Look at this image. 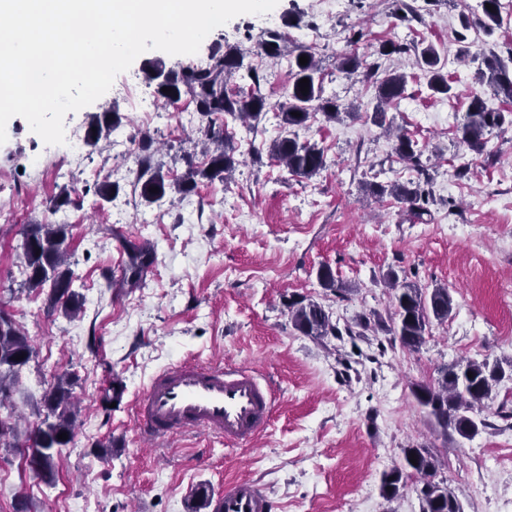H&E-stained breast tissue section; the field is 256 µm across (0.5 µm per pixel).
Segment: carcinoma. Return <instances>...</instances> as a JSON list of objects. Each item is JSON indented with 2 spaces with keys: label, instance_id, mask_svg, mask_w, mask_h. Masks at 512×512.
I'll list each match as a JSON object with an SVG mask.
<instances>
[{
  "label": "carcinoma",
  "instance_id": "obj_1",
  "mask_svg": "<svg viewBox=\"0 0 512 512\" xmlns=\"http://www.w3.org/2000/svg\"><path fill=\"white\" fill-rule=\"evenodd\" d=\"M489 3L493 10L483 8L485 21L482 30L490 35L494 28L501 26L500 0H482ZM416 65L427 80V88L437 98L452 96V86L448 75L440 65V56L433 45L414 49ZM308 57V63L302 65L299 58ZM482 59L486 70L481 76L487 79L494 92H504L512 96V74L496 55L488 56L482 52L474 59ZM365 60L355 52L342 57L340 68L351 76L358 72ZM151 70L165 74V79L157 84V94L166 101H175L187 96L195 104L196 111L202 117L209 118L208 125L201 130L202 155L204 165L192 167L187 175L179 180L170 181L158 167L148 163V157L138 156L137 182L141 183V197L148 203H155L167 196H180L191 193L202 181H226L235 170L238 160L235 158L236 146L224 134V129L210 120L212 116H229L234 120H252L260 122L267 114L263 97L254 95L247 100L233 97L226 85L238 72L243 61L232 47L224 53L214 52L206 65H188L179 70H165L160 61L150 63ZM309 79V92L302 94L299 87L301 79ZM407 75L392 71L384 76L377 87L374 106L375 115L384 114L385 106L398 102L405 91ZM170 92L165 93L162 88ZM300 116H294V113ZM315 112H320L328 122L339 119V105L323 98V86L319 64L314 55L301 49L291 61V83L287 89V101L280 106L276 117L280 118L278 136L272 140L269 153L282 163L289 173L302 177H311L325 167L323 150L302 143L296 130L303 128ZM502 113L492 107L490 99L477 93L471 95L461 127V140L471 150L479 151L485 144V135L500 125ZM120 117L112 109L96 115L90 122L94 130L87 133V143L95 146L102 137H106L117 126ZM394 152L403 160L420 165L421 151L417 142L411 138L395 134ZM156 187L158 192L151 193L149 188ZM370 191L377 195L388 194L407 204L412 209L420 208L425 194L420 186L402 184L373 185ZM69 225L67 224H29L23 232L21 249L24 266L27 271L25 286L31 290L49 289L48 307L72 313L79 309L81 295L73 289V272L69 267ZM127 259L122 269L120 284L127 288H136L144 280L154 263V248L147 242L129 243L125 247ZM386 277L392 284V301L395 303V318L386 331L398 338L402 347L415 351L425 343L432 321L440 323L448 320L453 309V299L446 287H437L426 293L410 283H399L397 273L390 271ZM317 278L322 288L336 294L346 292L349 287L336 280L332 270L321 267ZM289 316L295 330L305 336L323 338L341 334L331 314L319 303L309 300L288 304ZM34 348L28 337L16 327L11 316L5 315L0 308V407L11 400L12 394L20 382L23 369L29 364ZM23 359L18 360L16 356ZM473 377H468V374ZM512 381V362L470 361L466 364L445 365L438 370V377L430 384H416L411 393L417 404L422 407L429 419L441 429L443 434L455 432L463 439H472L480 428L487 427L483 419L475 417L486 407V403L497 396L504 380ZM73 382L62 376L53 388L42 396V408L37 410L38 421L20 440L18 423L11 419L0 418V446L5 448H25L36 461L30 463L34 476L49 481L55 473L62 450L72 443L75 434L77 403L72 396ZM65 432L68 438L61 440L58 434ZM416 462H410V459ZM441 467L439 459L424 446H411L403 449V463L382 474L380 492L384 499L391 502L398 499L409 483H415L421 502V512H463L462 505L454 490L436 480Z\"/></svg>",
  "mask_w": 512,
  "mask_h": 512
}]
</instances>
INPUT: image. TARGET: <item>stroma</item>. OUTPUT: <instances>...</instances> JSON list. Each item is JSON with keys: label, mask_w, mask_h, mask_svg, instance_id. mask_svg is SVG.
Here are the masks:
<instances>
[{"label": "stroma", "mask_w": 512, "mask_h": 512, "mask_svg": "<svg viewBox=\"0 0 512 512\" xmlns=\"http://www.w3.org/2000/svg\"><path fill=\"white\" fill-rule=\"evenodd\" d=\"M481 0H279L269 15L244 14L212 32L197 54H141L115 82L154 92L148 63L166 68L206 63L215 50L236 47L244 67L229 93L260 92L270 108L255 126L228 120L241 161L224 182L198 184L187 197L149 204L140 196L128 158L142 135L153 139L152 164L183 177L201 155L186 157L188 138L206 120L189 98L155 102L144 120L115 91L67 113L66 128L87 132L94 115L113 108L120 124L105 149L85 147L81 162L56 177L57 146L48 145L19 116L0 145V207L16 212L0 223V305L35 347L14 396L18 412L34 419V404L57 377L73 382L78 401L73 442L59 461L54 485L35 479L22 455L0 447V512H189L198 487L216 493L225 481L259 486L273 512H420L414 489L394 502L380 494L385 471L400 465L403 448L424 445L440 459L439 477L458 494L463 512H512V383L481 416L485 430L467 440L442 435L411 395L444 364L512 360V124L487 134L482 151L460 140L472 94L486 93L478 66L464 54L491 49L512 57V13L492 35L479 24ZM286 45L314 53L323 96L345 113L336 122L315 114L300 140L323 149L326 166L297 177L267 151L279 128L274 112L290 82L288 55L271 59L262 43L270 32ZM406 51L378 55L386 41ZM434 45L453 86L449 98L430 97L414 47ZM357 48L380 71L409 81L386 121L418 141L420 165L401 161L373 121L377 77H345L343 55ZM256 68L252 82L248 68ZM257 153H250V146ZM119 183L124 210L97 197L103 179ZM413 181L429 194L423 215L395 198L366 192L370 183ZM76 188L71 205L53 209L62 188ZM70 227L77 314L47 308V294L24 289L20 244L25 226ZM150 242L155 261L137 288L117 282L129 243ZM330 266L348 285L325 290L317 272ZM429 291L447 287L448 320L432 323L419 351L403 348L383 329L394 314L387 272ZM324 306L338 325L364 315L381 329L364 336L312 338L296 331L290 300ZM183 360L256 369L275 392L267 427L253 441L225 444L201 433L156 441L141 435L134 402L153 375ZM123 392L104 405L113 381ZM109 443L99 455L94 444Z\"/></svg>", "instance_id": "1"}]
</instances>
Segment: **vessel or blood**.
<instances>
[{
	"label": "vessel or blood",
	"instance_id": "vessel-or-blood-1",
	"mask_svg": "<svg viewBox=\"0 0 512 512\" xmlns=\"http://www.w3.org/2000/svg\"><path fill=\"white\" fill-rule=\"evenodd\" d=\"M273 391L247 367L192 362L160 372L150 382L135 414L150 438L207 431L225 442L254 438L266 426ZM267 495L256 484L234 480L211 497L209 512H271Z\"/></svg>",
	"mask_w": 512,
	"mask_h": 512
}]
</instances>
